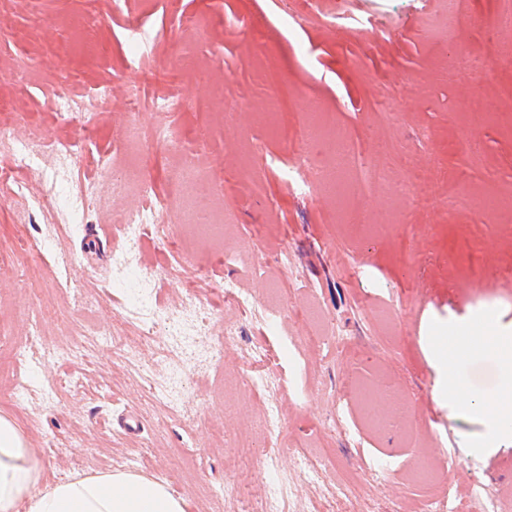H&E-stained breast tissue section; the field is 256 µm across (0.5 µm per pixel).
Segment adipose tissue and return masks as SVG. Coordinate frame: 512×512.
<instances>
[{"instance_id": "obj_1", "label": "adipose tissue", "mask_w": 512, "mask_h": 512, "mask_svg": "<svg viewBox=\"0 0 512 512\" xmlns=\"http://www.w3.org/2000/svg\"><path fill=\"white\" fill-rule=\"evenodd\" d=\"M440 356L448 365L443 392L483 413L492 437L512 438V341L486 329L459 337ZM485 360L495 368L490 391L460 376L464 367ZM0 512H186V502L165 484L123 470L44 484L32 437L0 412Z\"/></svg>"}]
</instances>
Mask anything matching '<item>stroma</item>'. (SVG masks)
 <instances>
[{
  "label": "stroma",
  "instance_id": "stroma-1",
  "mask_svg": "<svg viewBox=\"0 0 512 512\" xmlns=\"http://www.w3.org/2000/svg\"><path fill=\"white\" fill-rule=\"evenodd\" d=\"M458 2L448 34L442 0H0V123L75 150L45 157L51 196L37 175L0 193V348L43 338L14 373L20 406L0 412L33 437L45 483L129 470L187 512H265L282 493L289 512H468L480 484L512 512V438L442 394L437 356L473 312L512 336V54L492 28L501 0ZM18 35L23 89L8 78ZM461 52L490 65L458 70ZM121 83L140 85L138 105ZM57 95L88 109L52 108ZM171 95L183 109L164 111ZM133 114L171 145L131 157L119 131ZM311 125L332 179L308 172L304 192L288 171ZM184 146L223 238L175 221ZM131 159L138 183L113 197ZM77 175L92 183L81 207ZM153 201L171 222L123 269L119 226ZM178 265L208 310L205 334L187 328L190 419L143 381L168 364L112 348L183 311ZM86 326L102 338L84 342Z\"/></svg>",
  "mask_w": 512,
  "mask_h": 512
}]
</instances>
